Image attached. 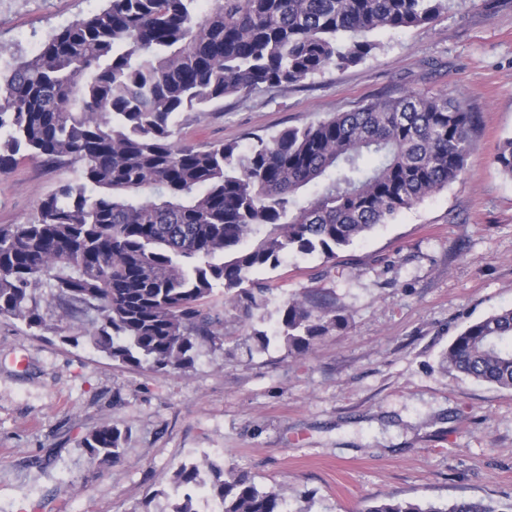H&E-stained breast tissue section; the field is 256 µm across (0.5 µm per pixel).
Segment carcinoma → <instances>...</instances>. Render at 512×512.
<instances>
[{
    "label": "carcinoma",
    "mask_w": 512,
    "mask_h": 512,
    "mask_svg": "<svg viewBox=\"0 0 512 512\" xmlns=\"http://www.w3.org/2000/svg\"><path fill=\"white\" fill-rule=\"evenodd\" d=\"M465 0H105L56 31L0 80V173L28 153L80 168L26 224L0 225V317L34 333L66 321L131 367L183 370L223 347L213 289L251 313L265 289L249 274L285 250L336 256L454 183L478 117L460 96L408 91L269 138L205 147L175 139L174 118L228 96L297 85L362 62L372 34L435 22ZM494 163L512 178V136ZM46 298L37 297L41 286ZM350 316L322 293L288 299L281 338L308 351ZM441 365L512 390V309L467 325ZM104 424L90 459L121 451ZM196 466L174 475L172 512H196ZM208 493L224 512H285L234 468ZM362 512H499L474 500L439 507L392 496Z\"/></svg>",
    "instance_id": "1"
}]
</instances>
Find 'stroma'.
Wrapping results in <instances>:
<instances>
[{
    "label": "stroma",
    "mask_w": 512,
    "mask_h": 512,
    "mask_svg": "<svg viewBox=\"0 0 512 512\" xmlns=\"http://www.w3.org/2000/svg\"><path fill=\"white\" fill-rule=\"evenodd\" d=\"M102 5L0 0V72ZM372 39L355 66L179 114L177 138L245 150L372 98L445 90L479 116L461 178L335 258L290 251L256 270L266 303L252 317L215 288L226 341L186 371L131 370L0 318V512H170L175 472L206 460L281 491L287 512H360L388 496L512 507V390L440 367L465 326L512 308V178L493 162L512 135V0H467ZM78 176L20 160L0 173V225L33 220ZM311 290L351 321L297 354L279 337L281 311ZM255 329L267 349L251 348ZM105 423L126 438L100 464L82 441Z\"/></svg>",
    "instance_id": "obj_1"
}]
</instances>
